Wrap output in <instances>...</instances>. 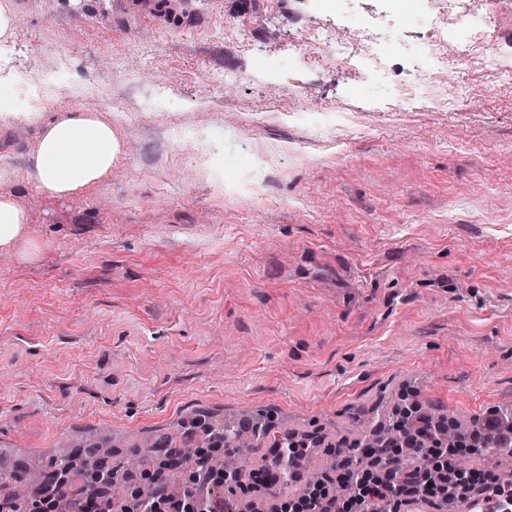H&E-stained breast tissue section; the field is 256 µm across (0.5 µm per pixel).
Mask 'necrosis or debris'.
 <instances>
[{"mask_svg":"<svg viewBox=\"0 0 512 512\" xmlns=\"http://www.w3.org/2000/svg\"><path fill=\"white\" fill-rule=\"evenodd\" d=\"M386 11L418 17L430 12L432 36L416 45L415 58H429L428 69H414L408 84L392 90L384 104L385 111H417L421 103L435 109L451 107L443 97L444 76L449 64H457L481 75V82L469 92V103L480 101L485 86L512 78V52H501L493 22L480 0H382ZM337 43L330 53L337 68H366L381 72L383 62L374 43L363 31L337 33Z\"/></svg>","mask_w":512,"mask_h":512,"instance_id":"obj_1","label":"necrosis or debris"}]
</instances>
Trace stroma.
Returning <instances> with one entry per match:
<instances>
[{
    "label": "stroma",
    "mask_w": 512,
    "mask_h": 512,
    "mask_svg": "<svg viewBox=\"0 0 512 512\" xmlns=\"http://www.w3.org/2000/svg\"><path fill=\"white\" fill-rule=\"evenodd\" d=\"M0 196L35 253H0V454L173 437L210 415L317 426L337 449L398 409H512V98L349 112L364 74L305 44L309 0H7ZM327 35H421L343 0ZM99 113L136 142L68 198L28 179L44 125ZM250 195L255 208L240 206ZM160 0H125L124 3H117L119 10L132 11L143 17H155L158 13L167 9L176 11L177 4L161 5Z\"/></svg>",
    "instance_id": "obj_1"
}]
</instances>
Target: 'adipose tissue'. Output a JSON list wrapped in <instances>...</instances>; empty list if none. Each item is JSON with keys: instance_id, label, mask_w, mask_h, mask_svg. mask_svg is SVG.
Segmentation results:
<instances>
[{"instance_id": "adipose-tissue-1", "label": "adipose tissue", "mask_w": 512, "mask_h": 512, "mask_svg": "<svg viewBox=\"0 0 512 512\" xmlns=\"http://www.w3.org/2000/svg\"><path fill=\"white\" fill-rule=\"evenodd\" d=\"M121 153L111 123L72 111L44 125L29 178L39 191L66 198L108 176ZM30 245L24 209L14 197L0 196V251L24 256Z\"/></svg>"}]
</instances>
